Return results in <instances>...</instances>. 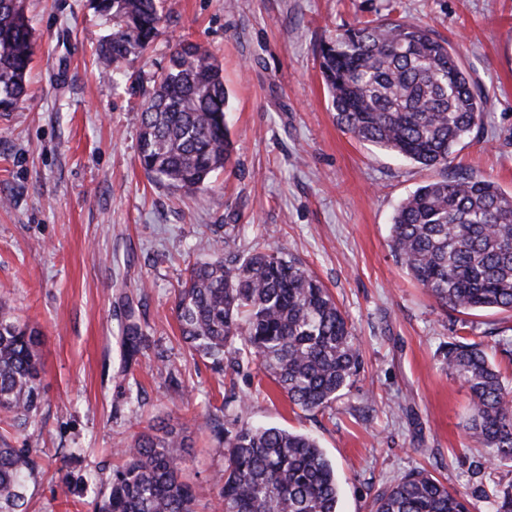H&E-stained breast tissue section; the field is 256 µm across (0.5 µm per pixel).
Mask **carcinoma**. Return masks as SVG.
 <instances>
[{"mask_svg":"<svg viewBox=\"0 0 512 512\" xmlns=\"http://www.w3.org/2000/svg\"><path fill=\"white\" fill-rule=\"evenodd\" d=\"M112 17L97 58L113 79L146 51L172 10L164 0H92ZM34 55L23 0H0V112L26 97ZM320 72L336 125L357 140L423 168H448L455 146L480 127L487 97L428 25L365 21L336 33L320 51ZM140 114L138 160L147 176L176 191L204 189L231 162L221 63L200 45L178 43L152 77ZM389 246L417 284L459 313H512V195L478 174L418 186L397 206ZM182 341L217 370L258 362L294 406L324 412L360 367L348 318L322 283L273 248L240 254L222 246L194 264L175 298ZM129 311L121 336L126 361L145 347ZM41 333L0 302V423H35L41 389ZM448 372L473 396L469 435L486 463L512 467V379L476 342L456 335L443 353ZM227 427L215 512H338L336 469L318 442L276 426H252L224 401ZM190 448L183 428L144 432L122 450L99 512H196L183 475ZM37 455L0 436V512H27ZM489 512H512V482L486 497ZM369 512H471L470 502L413 470L376 494Z\"/></svg>","mask_w":512,"mask_h":512,"instance_id":"cac0c4a2","label":"carcinoma"}]
</instances>
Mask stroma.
Segmentation results:
<instances>
[{
	"instance_id": "1",
	"label": "stroma",
	"mask_w": 512,
	"mask_h": 512,
	"mask_svg": "<svg viewBox=\"0 0 512 512\" xmlns=\"http://www.w3.org/2000/svg\"><path fill=\"white\" fill-rule=\"evenodd\" d=\"M35 40L29 94L0 115V301L42 333L37 424L7 430L42 467L28 512H95V488L65 496L87 474L108 482L148 427L182 423L185 478L197 512H212L223 469L214 424L224 398L242 421L314 437L336 466L339 512H367L405 473L426 469L484 512L512 468L484 466L468 437L472 394L442 363L453 324L512 373L495 333L512 314L442 307L389 248L397 205L419 185L480 174L512 194V0H173L174 17L115 83L93 45L112 29L89 0H24ZM430 25L488 99L484 122L448 169H427L337 127L319 69L321 47L360 21ZM223 65L234 165L183 195L152 183L138 158L140 104L182 40ZM300 262L328 288L356 334L361 367L326 413L289 403L256 364L222 375L189 351L174 313L191 263L214 257L224 227ZM147 346L126 362L128 311Z\"/></svg>"
}]
</instances>
